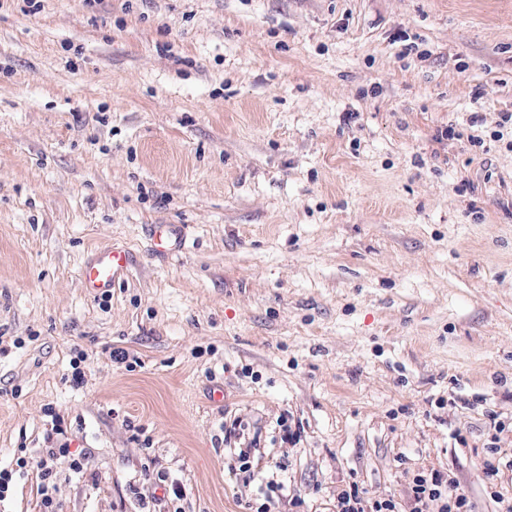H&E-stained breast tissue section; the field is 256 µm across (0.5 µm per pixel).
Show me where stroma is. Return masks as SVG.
<instances>
[{"mask_svg": "<svg viewBox=\"0 0 512 512\" xmlns=\"http://www.w3.org/2000/svg\"><path fill=\"white\" fill-rule=\"evenodd\" d=\"M24 7L0 0V468L56 413L95 473L56 466L64 512H137L147 467L182 512L271 480L282 512L402 501L432 469L507 512L512 0ZM111 245L102 302L78 271ZM181 232L178 224H153L151 233L154 241H157V251L166 254L176 252L181 245ZM142 476L143 484L154 487L155 489L162 488L164 493L167 494V497L171 495L173 502L183 500L186 496L185 487L174 480L169 481V476L163 473L157 472L155 475L154 471H150V468L147 467V469L142 472Z\"/></svg>", "mask_w": 512, "mask_h": 512, "instance_id": "1", "label": "stroma"}]
</instances>
